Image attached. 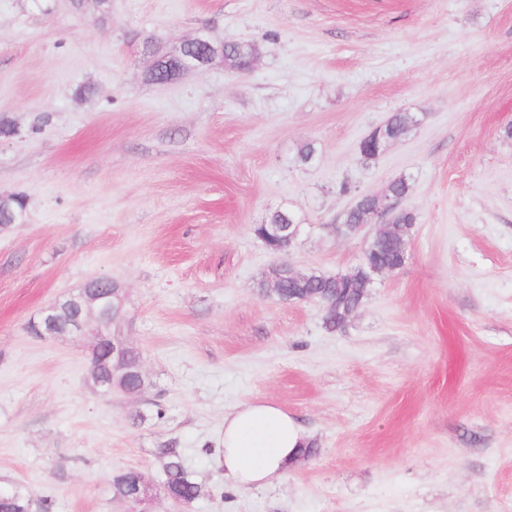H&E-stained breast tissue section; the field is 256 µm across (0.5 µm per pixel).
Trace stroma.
<instances>
[{
    "label": "stroma",
    "instance_id": "1",
    "mask_svg": "<svg viewBox=\"0 0 512 512\" xmlns=\"http://www.w3.org/2000/svg\"><path fill=\"white\" fill-rule=\"evenodd\" d=\"M204 36L254 43L172 83L153 64ZM420 123L370 164L360 140ZM0 487L54 512H136L112 478L179 448L204 493L153 512H512V0H0ZM309 167L295 162L307 141ZM411 175L404 267L331 333L314 302L259 295L251 228L287 206L296 269L355 267L327 229ZM105 278L142 354L136 396L87 386L88 343L36 338L49 304ZM278 405L312 456L235 489L224 417ZM201 48L208 51L210 56L220 51L224 55V64L227 67L242 72L251 68L257 55L256 46L247 41H227L221 49L216 48L212 43L208 47ZM26 211L24 200L16 195H7L0 197V224L10 223L13 219L21 221Z\"/></svg>",
    "mask_w": 512,
    "mask_h": 512
}]
</instances>
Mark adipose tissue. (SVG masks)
Returning a JSON list of instances; mask_svg holds the SVG:
<instances>
[{"instance_id":"ef3b65f1","label":"adipose tissue","mask_w":512,"mask_h":512,"mask_svg":"<svg viewBox=\"0 0 512 512\" xmlns=\"http://www.w3.org/2000/svg\"><path fill=\"white\" fill-rule=\"evenodd\" d=\"M304 444L300 426L286 411L248 402L224 418L219 461L236 487H260L279 476Z\"/></svg>"}]
</instances>
